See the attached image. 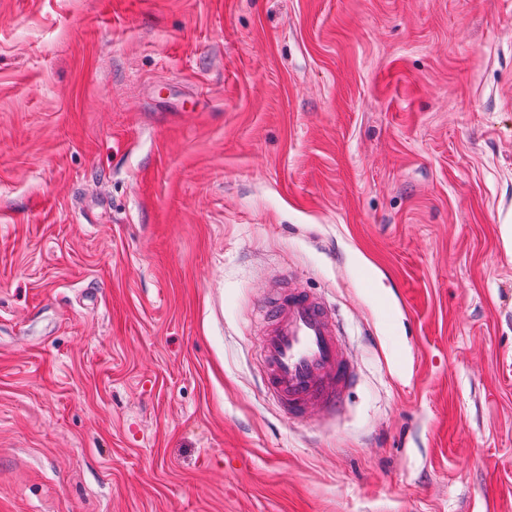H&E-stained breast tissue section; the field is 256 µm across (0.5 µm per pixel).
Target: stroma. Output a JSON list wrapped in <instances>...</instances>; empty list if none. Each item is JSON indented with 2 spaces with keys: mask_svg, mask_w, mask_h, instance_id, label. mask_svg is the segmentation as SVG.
I'll use <instances>...</instances> for the list:
<instances>
[{
  "mask_svg": "<svg viewBox=\"0 0 512 512\" xmlns=\"http://www.w3.org/2000/svg\"><path fill=\"white\" fill-rule=\"evenodd\" d=\"M508 224L512 0H0V512H512ZM263 319V391L291 417L302 416L311 404L331 408L336 393L354 379L331 308L320 298L289 291L263 307Z\"/></svg>",
  "mask_w": 512,
  "mask_h": 512,
  "instance_id": "stroma-1",
  "label": "stroma"
}]
</instances>
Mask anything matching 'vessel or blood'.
Segmentation results:
<instances>
[{"instance_id": "vessel-or-blood-1", "label": "vessel or blood", "mask_w": 512, "mask_h": 512, "mask_svg": "<svg viewBox=\"0 0 512 512\" xmlns=\"http://www.w3.org/2000/svg\"><path fill=\"white\" fill-rule=\"evenodd\" d=\"M263 319L264 392L291 417L302 416L312 404L331 407L354 379L331 308L320 298L291 291L265 305Z\"/></svg>"}]
</instances>
